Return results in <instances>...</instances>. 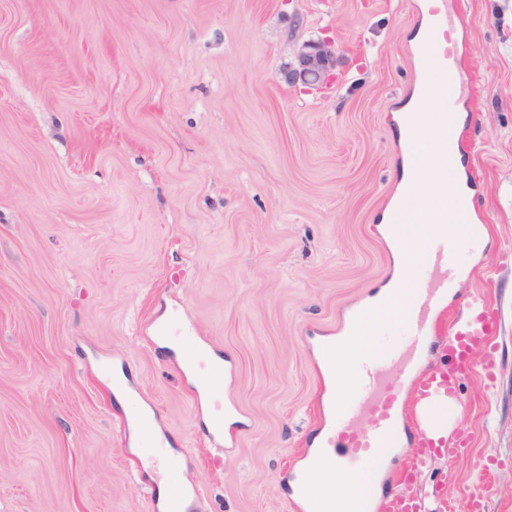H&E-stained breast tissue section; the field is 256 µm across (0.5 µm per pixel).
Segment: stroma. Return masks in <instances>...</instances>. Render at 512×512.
Wrapping results in <instances>:
<instances>
[{
	"label": "stroma",
	"mask_w": 512,
	"mask_h": 512,
	"mask_svg": "<svg viewBox=\"0 0 512 512\" xmlns=\"http://www.w3.org/2000/svg\"><path fill=\"white\" fill-rule=\"evenodd\" d=\"M443 3L486 240L432 325L447 341L480 293L498 333L455 395L467 452L404 448L377 492L413 463L403 491L430 512H512V0ZM420 22L419 0H0V512H155L136 408L196 512H302L316 342L394 274L379 221ZM324 38L334 80L290 83ZM177 310L224 361L222 440L158 343Z\"/></svg>",
	"instance_id": "obj_1"
}]
</instances>
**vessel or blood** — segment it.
Here are the masks:
<instances>
[{
  "instance_id": "vessel-or-blood-1",
  "label": "vessel or blood",
  "mask_w": 512,
  "mask_h": 512,
  "mask_svg": "<svg viewBox=\"0 0 512 512\" xmlns=\"http://www.w3.org/2000/svg\"><path fill=\"white\" fill-rule=\"evenodd\" d=\"M425 14L430 25L419 46V60L440 77L439 84L431 87L429 93L436 98L440 111L432 139L442 147L455 139L447 111L460 85L459 66L447 23L434 7H427ZM467 250V240L445 237L430 239L415 250L414 272L407 283L410 313L400 324L404 341L387 348L384 354L365 359L359 367L357 402L331 412L327 443L341 445L342 450L338 456H324L329 473L338 472L355 480L366 477L377 457L398 443L399 429L407 419L405 408L399 405L403 391H410L421 407L433 409L439 399L454 396L459 383L473 373L476 352L489 348L497 332L496 317L486 298L474 294L466 301L462 317L448 328L447 358L424 367L417 360L421 347L431 339L427 307L438 291L447 289ZM166 331L184 336L199 390L209 397L214 411H222L218 385L224 378L223 369L214 366L208 350L192 336L181 314L172 315ZM361 413L369 416L368 426L363 430L354 425ZM428 424V418L423 417L415 425L414 435L420 438L422 447L442 448L451 456L466 451L467 444L460 439L428 438ZM375 512H424V506L414 497L395 493L383 497Z\"/></svg>"
}]
</instances>
